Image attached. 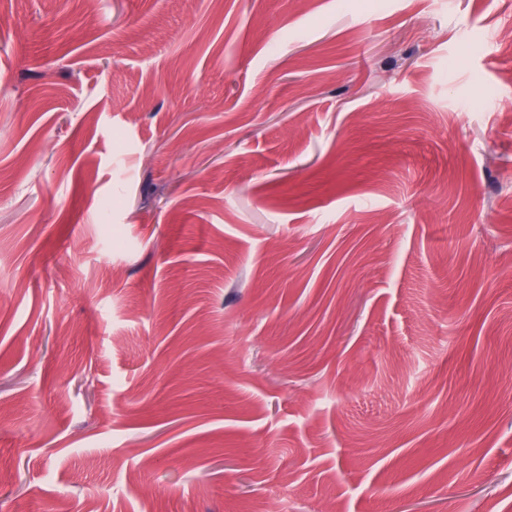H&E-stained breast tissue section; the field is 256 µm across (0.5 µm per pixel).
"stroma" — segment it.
I'll use <instances>...</instances> for the list:
<instances>
[{"mask_svg":"<svg viewBox=\"0 0 512 512\" xmlns=\"http://www.w3.org/2000/svg\"><path fill=\"white\" fill-rule=\"evenodd\" d=\"M512 0H0V512H512Z\"/></svg>","mask_w":512,"mask_h":512,"instance_id":"stroma-1","label":"stroma"}]
</instances>
